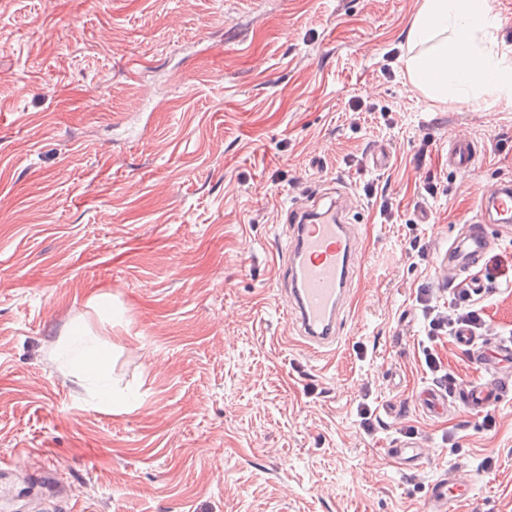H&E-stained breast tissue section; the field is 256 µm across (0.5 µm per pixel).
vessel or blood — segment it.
<instances>
[{
    "mask_svg": "<svg viewBox=\"0 0 512 512\" xmlns=\"http://www.w3.org/2000/svg\"><path fill=\"white\" fill-rule=\"evenodd\" d=\"M481 148L470 136L451 134L448 139V167L465 171L478 161ZM288 240L278 263V279L286 286L290 315L300 337L313 348L334 347L337 331L345 320L349 286L360 274L357 239L348 223L340 191L328 187L315 194L308 204L287 210ZM512 226V183H502L498 191L482 198L475 217L464 232L455 237L444 258L463 275L472 291L482 293L481 273L491 249V226ZM456 341L466 347L471 361L488 370L512 361V342L497 343L487 352L468 333ZM512 396V380L499 378L492 385L475 383L452 393L427 388L416 398L418 411L434 415L460 407L479 410L491 402ZM387 457L401 470L419 466L423 453L419 442L406 441L387 449ZM465 483L455 474L442 475L430 487L429 512H449L452 503L464 498Z\"/></svg>",
    "mask_w": 512,
    "mask_h": 512,
    "instance_id": "vessel-or-blood-1",
    "label": "vessel or blood"
}]
</instances>
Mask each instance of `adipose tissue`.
Instances as JSON below:
<instances>
[{"instance_id": "1", "label": "adipose tissue", "mask_w": 512, "mask_h": 512, "mask_svg": "<svg viewBox=\"0 0 512 512\" xmlns=\"http://www.w3.org/2000/svg\"><path fill=\"white\" fill-rule=\"evenodd\" d=\"M497 27L488 0H424L412 27L417 50L404 60L412 83L440 101L469 103L483 92H512V61L497 50ZM59 358L62 367L84 371L97 401L113 407L109 368L89 332L71 336Z\"/></svg>"}]
</instances>
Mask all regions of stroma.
<instances>
[{
	"mask_svg": "<svg viewBox=\"0 0 512 512\" xmlns=\"http://www.w3.org/2000/svg\"><path fill=\"white\" fill-rule=\"evenodd\" d=\"M423 2L0 0L1 504L426 512L452 469L471 483L452 512H512V398L482 414L414 408L432 382L423 346L459 384L491 380L453 338L427 341L416 294L447 306L446 246L512 182V98L434 101L405 72ZM460 129L482 148L465 173L447 165ZM330 182L363 268L325 352L300 342L275 270L285 210ZM478 305V342L507 339L512 283ZM78 327L127 408L102 409L60 369ZM364 401L383 422L370 436ZM412 429L424 459L402 471L384 451Z\"/></svg>",
	"mask_w": 512,
	"mask_h": 512,
	"instance_id": "1",
	"label": "stroma"
}]
</instances>
